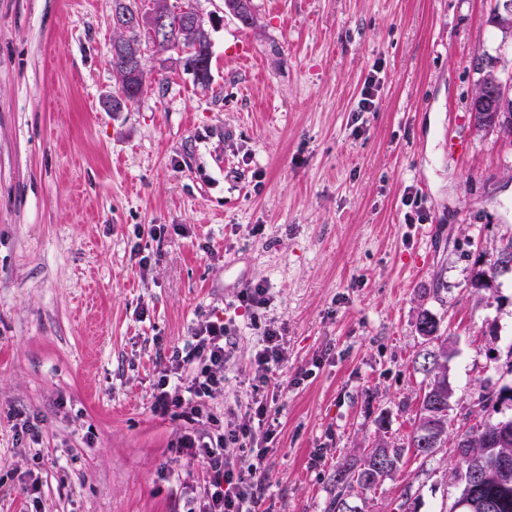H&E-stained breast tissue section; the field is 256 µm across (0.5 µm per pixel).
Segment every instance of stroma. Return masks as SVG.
Returning <instances> with one entry per match:
<instances>
[{"label": "stroma", "instance_id": "stroma-1", "mask_svg": "<svg viewBox=\"0 0 512 512\" xmlns=\"http://www.w3.org/2000/svg\"><path fill=\"white\" fill-rule=\"evenodd\" d=\"M193 4L209 82L150 50L110 112L113 0H0V512H183L205 466L155 386L251 283L270 301L238 309L210 406L245 417L277 326L263 512H325L378 425L407 440L420 309L456 342L450 429L512 386V271L471 285L512 235V139L469 110L486 56L512 71L496 0H253L251 28ZM458 467L405 454L359 505L439 512ZM122 64L123 62L121 59H116L112 55L111 65L113 76L117 84V92L115 95L107 97L104 101L105 107L112 112H120L123 109V107L127 105L128 102L134 101L141 92V89L145 81V77L143 76V79L141 81L138 78H131L129 80V83L127 84L125 81L126 79L122 76ZM112 98L114 100L113 108ZM120 102L123 103L122 108L117 107L118 105H120ZM263 347L254 355L252 362L255 367L259 383L262 387L267 385L266 373L273 365L278 364L285 359L286 348L284 347V337L274 324H267L264 328Z\"/></svg>", "mask_w": 512, "mask_h": 512}]
</instances>
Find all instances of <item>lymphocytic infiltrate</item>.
Wrapping results in <instances>:
<instances>
[{
	"label": "lymphocytic infiltrate",
	"instance_id": "lymphocytic-infiltrate-1",
	"mask_svg": "<svg viewBox=\"0 0 512 512\" xmlns=\"http://www.w3.org/2000/svg\"><path fill=\"white\" fill-rule=\"evenodd\" d=\"M230 330L229 323L218 319L199 321L191 343L186 350L173 352L156 385L154 411L186 422L175 445L177 454L203 459L208 466L188 512H261L262 457L252 447L257 428L269 419L267 401L254 397L244 421L219 419L209 407L215 392L224 387V338ZM230 444L249 450V457H226L224 449Z\"/></svg>",
	"mask_w": 512,
	"mask_h": 512
}]
</instances>
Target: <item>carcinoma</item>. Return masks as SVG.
I'll list each match as a JSON object with an SVG mask.
<instances>
[{
    "instance_id": "obj_1",
    "label": "carcinoma",
    "mask_w": 512,
    "mask_h": 512,
    "mask_svg": "<svg viewBox=\"0 0 512 512\" xmlns=\"http://www.w3.org/2000/svg\"><path fill=\"white\" fill-rule=\"evenodd\" d=\"M117 9L148 16L155 11L157 0H113ZM170 18L167 44L157 45L147 39L139 29L124 31L116 29L114 42L129 41L139 50L147 48L165 50L175 47L181 40L180 22L182 14L168 9ZM212 43L206 29H201L197 44L193 48L189 63H210ZM117 92L113 95L114 107L134 101L143 87L144 81L137 78L125 80L122 76V60L111 59ZM419 324L427 325L442 339V347L436 356L424 352L414 358V371L422 375L417 408V423L408 442L397 444L383 435H378L377 450L381 458L364 453L353 462L343 464L336 471V496L328 506V512H362L352 504V498L359 492L367 491L394 471L405 452L416 449L415 457L424 461L433 457L438 449L448 447V411L451 408L455 390L448 378V361L455 350L450 337L441 332L439 320L427 309L420 311ZM512 403V386H503L479 396L478 404ZM454 452L463 464L457 475L459 495L452 503L449 512H487L485 505L492 504L493 512H512V416L497 422H481L470 427L467 443H454ZM361 491H356V488Z\"/></svg>"
}]
</instances>
